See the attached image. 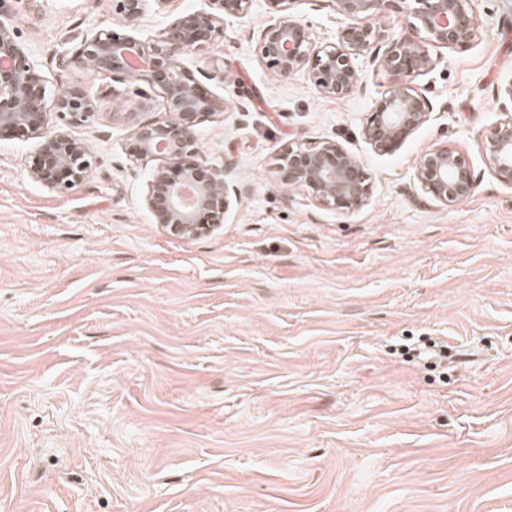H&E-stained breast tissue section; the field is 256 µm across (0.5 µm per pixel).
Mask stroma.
<instances>
[{"label": "stroma", "instance_id": "35a3bbf8", "mask_svg": "<svg viewBox=\"0 0 512 512\" xmlns=\"http://www.w3.org/2000/svg\"><path fill=\"white\" fill-rule=\"evenodd\" d=\"M473 40L429 46L433 110L395 153L363 127L390 84L320 95L257 52L255 0L189 67L227 108L202 115L197 159L232 168L238 199L214 232L180 239L145 204L157 159L131 130L159 118L60 51L109 27L111 0H5L47 80L49 128L65 84L112 100L67 127L96 158L57 193L28 176L39 139L0 132V512H512V188L482 147L512 80V0H472ZM206 0L148 4L151 37ZM311 42L347 23L335 0H294ZM332 139L372 185L341 213L282 184L288 143ZM461 151L477 182L445 207L415 181L424 153ZM434 338L448 364L393 346Z\"/></svg>", "mask_w": 512, "mask_h": 512}]
</instances>
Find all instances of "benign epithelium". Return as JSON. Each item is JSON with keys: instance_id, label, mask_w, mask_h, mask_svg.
Returning a JSON list of instances; mask_svg holds the SVG:
<instances>
[{"instance_id": "obj_1", "label": "benign epithelium", "mask_w": 512, "mask_h": 512, "mask_svg": "<svg viewBox=\"0 0 512 512\" xmlns=\"http://www.w3.org/2000/svg\"><path fill=\"white\" fill-rule=\"evenodd\" d=\"M147 0H113L112 6L128 28L119 33L103 28L81 38L76 56L65 54L60 66L74 61L91 66L99 74L118 80L147 95L159 91L166 103L165 117L136 125L131 132L133 156L157 157L166 165L157 169L146 201L155 223L171 235L191 239L211 233L224 221L232 199L230 168L192 161L197 156L194 133L199 115L224 111V97L205 91L186 65L187 57L202 50L223 32L224 18L250 12L253 0H207V8L177 18L159 35L143 40L136 33ZM295 0H265L271 23L261 36V58L287 78L309 71L316 89L343 98L360 89V64L382 38L375 26L387 10H402L412 25L423 30L430 44L444 48L473 40L477 18L471 0H336L338 11L349 23L336 40L316 47L305 24L291 11ZM139 58V70L129 68V55ZM0 131L41 139L29 165V177L46 188L66 193L88 176L93 157L89 148L73 139L64 126L47 130L46 89L42 76L17 42L14 32L0 26ZM392 79L363 128L371 148L394 153L429 121L426 98L413 80L433 66L424 46L403 38L386 39L385 48L373 56ZM106 92L91 97L82 86L68 84L56 98V112L65 126L92 121L101 112ZM483 163L501 184L512 188V113L505 111L483 148ZM276 173L290 186L307 188L315 200L343 213L362 209L370 199L368 176L360 160L336 141L288 144L276 157ZM415 180L431 198L454 205L470 197L477 186L463 154L442 147L425 153L416 166Z\"/></svg>"}]
</instances>
